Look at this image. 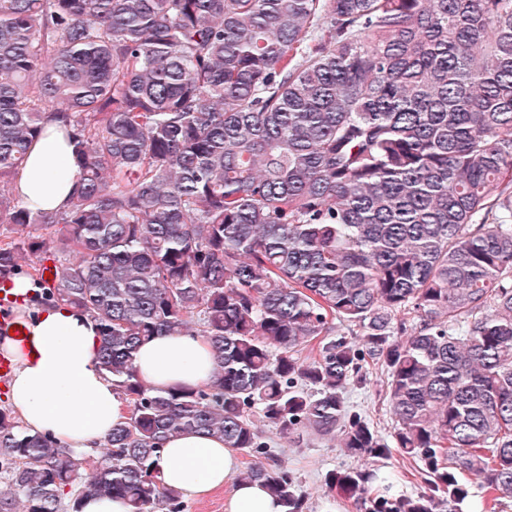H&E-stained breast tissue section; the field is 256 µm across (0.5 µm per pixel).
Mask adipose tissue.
<instances>
[{"mask_svg":"<svg viewBox=\"0 0 512 512\" xmlns=\"http://www.w3.org/2000/svg\"><path fill=\"white\" fill-rule=\"evenodd\" d=\"M80 170L71 158L61 122H50L14 174L17 195L43 211L65 209ZM12 292L28 317L26 336L0 338L11 360L6 399L31 433L51 434L62 445L86 453L102 446L112 428L129 415L127 402L100 369V333L87 313L68 305L32 308L30 281L18 278ZM134 365L145 388L164 392L212 384L216 354L197 333L156 336L138 348ZM234 449L212 436L184 433L169 439L158 463L159 480L187 499L224 493V512H282L260 484L237 482Z\"/></svg>","mask_w":512,"mask_h":512,"instance_id":"adipose-tissue-1","label":"adipose tissue"}]
</instances>
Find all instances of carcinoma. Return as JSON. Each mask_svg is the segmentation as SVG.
<instances>
[{"label": "carcinoma", "instance_id": "carcinoma-1", "mask_svg": "<svg viewBox=\"0 0 512 512\" xmlns=\"http://www.w3.org/2000/svg\"><path fill=\"white\" fill-rule=\"evenodd\" d=\"M51 119L81 171L56 213L13 189ZM0 224V290L92 316L130 406L86 477L0 405V512H183L167 438L270 457L265 426L372 460L326 476L357 501L412 459L426 490L370 512L512 500V0H0ZM49 250L53 284L19 264ZM183 332L216 381L145 389L137 347ZM372 381L387 435L344 398ZM240 478L306 512L282 465ZM81 512H129L127 503L122 499L87 497L81 502Z\"/></svg>", "mask_w": 512, "mask_h": 512}]
</instances>
